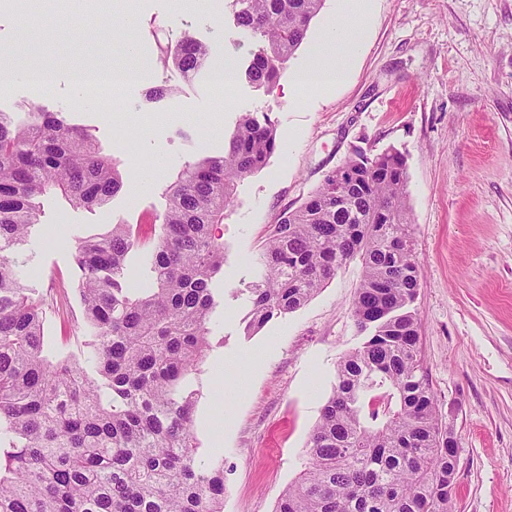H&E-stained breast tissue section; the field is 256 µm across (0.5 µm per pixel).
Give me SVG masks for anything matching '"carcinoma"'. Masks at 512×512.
<instances>
[{"label":"carcinoma","mask_w":512,"mask_h":512,"mask_svg":"<svg viewBox=\"0 0 512 512\" xmlns=\"http://www.w3.org/2000/svg\"><path fill=\"white\" fill-rule=\"evenodd\" d=\"M231 3L256 44L246 76L270 87L324 0ZM208 56L187 34L160 61L189 74ZM278 146L269 119L245 114L224 154L186 165L169 186L153 236L114 224L78 240L90 373L71 355H50L48 307L21 284L11 255L38 223L43 196L100 207L121 175L86 130L38 104L20 122L0 112V512H224V464L198 463L188 376L210 349L211 285L224 267L215 226ZM407 180L398 151H354L343 179L328 172L279 214L258 255L249 335L304 306L351 261L362 265L353 317L364 341L339 361L304 469L274 512H455L448 449L458 444L422 360ZM134 248L154 277L136 295L125 287Z\"/></svg>","instance_id":"carcinoma-1"}]
</instances>
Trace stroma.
<instances>
[{
	"label": "stroma",
	"mask_w": 512,
	"mask_h": 512,
	"mask_svg": "<svg viewBox=\"0 0 512 512\" xmlns=\"http://www.w3.org/2000/svg\"><path fill=\"white\" fill-rule=\"evenodd\" d=\"M335 5L325 0L306 44L268 88L245 75L254 42L227 0H36L26 19L0 14V54L56 71L44 89H0V112L18 119L35 102L87 128L123 181L93 209L45 197L39 224L12 258L23 285L58 302L45 325L50 349L89 366L83 325L67 318L80 310L78 240L152 223L185 165L223 153L241 113L270 118L280 147L239 185L220 226L227 260L214 281L211 348L188 381L199 392L194 420L215 406L230 419L222 448L195 432L200 463L224 461V512H273L302 469L340 358L364 340L352 309L361 265L340 268L305 306L248 336L255 258L278 214L298 207L355 150L399 151L421 269L423 363L459 448L455 512H512V0H374L348 78L329 91L289 92L291 71ZM187 34L211 59L233 56L231 87L159 63L158 42ZM129 43L153 63L145 81L108 101L72 87L76 69L128 66ZM252 353L264 365L244 395L210 381L218 359Z\"/></svg>",
	"instance_id": "stroma-1"
}]
</instances>
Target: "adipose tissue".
<instances>
[{"mask_svg": "<svg viewBox=\"0 0 512 512\" xmlns=\"http://www.w3.org/2000/svg\"><path fill=\"white\" fill-rule=\"evenodd\" d=\"M372 0H336L333 20L311 50L307 63L296 73L295 89L308 86L332 87L348 75L360 42L355 26L367 20Z\"/></svg>", "mask_w": 512, "mask_h": 512, "instance_id": "adipose-tissue-1", "label": "adipose tissue"}]
</instances>
